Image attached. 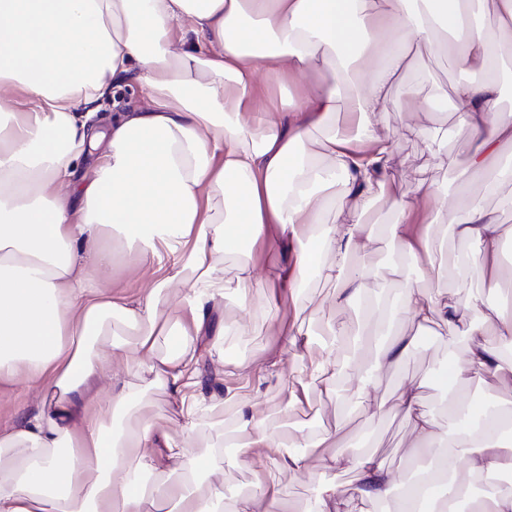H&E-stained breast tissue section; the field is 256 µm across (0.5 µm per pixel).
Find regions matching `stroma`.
Returning <instances> with one entry per match:
<instances>
[{"label": "stroma", "instance_id": "stroma-1", "mask_svg": "<svg viewBox=\"0 0 512 512\" xmlns=\"http://www.w3.org/2000/svg\"><path fill=\"white\" fill-rule=\"evenodd\" d=\"M450 66L445 55L432 57L425 52L418 55L413 68L401 76L391 89L392 98L398 102L404 100L407 88H415L417 109L406 112L398 106L391 108L379 133L393 144L396 182L409 184L428 180L443 185L448 194L439 199L437 205L451 212L461 205L456 189L467 177L469 143L459 130L453 112L433 115L427 110L438 86L454 85V77L448 74ZM436 131L440 132L441 141L439 147L433 150L429 147V137ZM473 249L471 243L449 239L441 267L428 283L433 296H448L465 302L472 295L481 293L479 280L459 279L451 270L456 254ZM85 276L88 283L95 287L115 294L135 296L147 287L151 273L135 265L131 256L126 255L117 260L112 271L102 272L90 267ZM263 305V300L257 298L244 308L235 297H227L224 301L226 320H241L245 326L228 332L220 350L204 352L201 358L205 373L223 369L225 390L238 399L250 402L259 412L276 409L282 400L274 383L255 386L253 380L241 375V367L273 363L278 372L293 383L305 378L309 368L308 359L284 353L282 338L276 327L264 318ZM280 309L286 318L304 321L306 330L312 333L322 332L328 320L355 322L363 317L361 311L337 308L332 285L318 279L312 280L299 298L282 297ZM466 346V339L448 340L439 327L422 332L417 338L413 355L399 368L385 372L376 380L374 389L377 399L391 401L401 382L448 367L464 356ZM343 415L347 420L345 435L352 447L367 448L391 467L409 470L412 463L408 453L411 438L400 417L384 410L374 412L354 406L346 408ZM144 419L152 420L174 438L183 437L184 418L178 401L173 397L165 394L152 396L129 417L133 423Z\"/></svg>", "mask_w": 512, "mask_h": 512}]
</instances>
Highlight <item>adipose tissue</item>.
<instances>
[{
	"label": "adipose tissue",
	"instance_id": "obj_1",
	"mask_svg": "<svg viewBox=\"0 0 512 512\" xmlns=\"http://www.w3.org/2000/svg\"><path fill=\"white\" fill-rule=\"evenodd\" d=\"M481 9L484 23L472 22ZM512 30V0H0V383L25 377L37 399L0 423V512H288L281 473L306 472L303 455H266L288 438L289 413L310 394L338 397L332 355L350 330L328 326L329 342L301 386L280 379L286 399L277 413L236 403L224 424L222 391L202 389L200 343L220 350L231 323L214 321L225 296L250 304L279 288L296 296L310 277L335 287L337 308L382 303L389 322L409 317L382 347L374 376L399 364L415 333L441 323L468 339L446 385L461 391L495 379L512 387V311L483 312L479 300L429 295L426 281L449 237L472 242L453 269L491 288H512L494 261L501 226L476 197L464 213L417 215L443 197L436 182L395 185L394 150L377 133L391 87L412 68L420 46L455 53L464 77L439 88L434 109L454 105L471 145L469 169L486 185L512 179V164L490 167L502 140H512V113L502 111L495 73L504 57L493 30ZM314 75L302 95L257 107L259 78ZM136 83L145 107L95 126L97 103L124 82ZM345 110L355 133L336 124ZM91 159V171L75 168ZM384 202L392 220L367 214ZM398 260L354 266L382 238ZM235 272L224 274L233 239ZM274 254L255 273L253 245ZM128 250L154 278L136 297L86 283V265L111 268ZM400 288L379 300L390 280ZM180 284L169 303L172 284ZM496 339L488 341L484 329ZM167 337L160 351L159 337ZM123 379H112L114 367ZM148 387L135 384L141 374ZM111 378L106 405L93 383ZM428 378L402 383L391 404L377 401L372 379L358 406L398 415L415 437L413 452L438 461L437 476L465 462L469 479L512 468V409L491 419L490 432L448 436L427 408ZM175 396L185 412L184 440L125 413L148 388ZM202 426L213 435L187 456V437ZM343 418L303 436L325 449L324 469L354 474L350 497L322 480L309 512H353L352 501L383 502L401 491L400 512H415L420 486L372 454H346ZM259 458L246 491L226 496L212 476L224 451ZM179 461L172 476L168 465Z\"/></svg>",
	"mask_w": 512,
	"mask_h": 512
}]
</instances>
